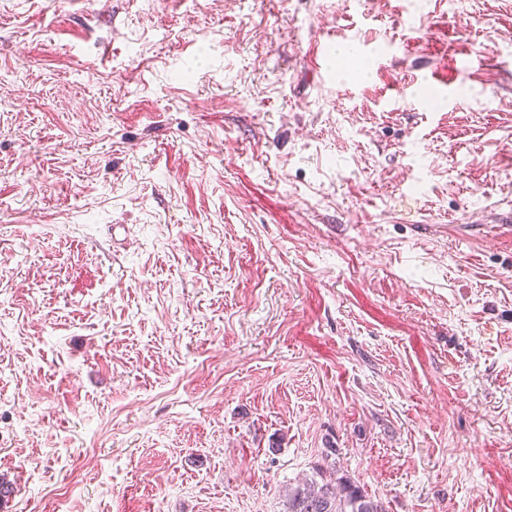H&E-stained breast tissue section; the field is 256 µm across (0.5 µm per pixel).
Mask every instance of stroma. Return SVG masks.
Segmentation results:
<instances>
[{"label":"stroma","instance_id":"stroma-1","mask_svg":"<svg viewBox=\"0 0 512 512\" xmlns=\"http://www.w3.org/2000/svg\"><path fill=\"white\" fill-rule=\"evenodd\" d=\"M512 512V0H0V512ZM316 474L321 481L312 476L288 488L287 512H384L350 480L336 479L333 468L328 477Z\"/></svg>","mask_w":512,"mask_h":512}]
</instances>
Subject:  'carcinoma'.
<instances>
[{"mask_svg": "<svg viewBox=\"0 0 512 512\" xmlns=\"http://www.w3.org/2000/svg\"><path fill=\"white\" fill-rule=\"evenodd\" d=\"M287 512H383L358 486L336 478V471L288 488Z\"/></svg>", "mask_w": 512, "mask_h": 512, "instance_id": "carcinoma-1", "label": "carcinoma"}]
</instances>
